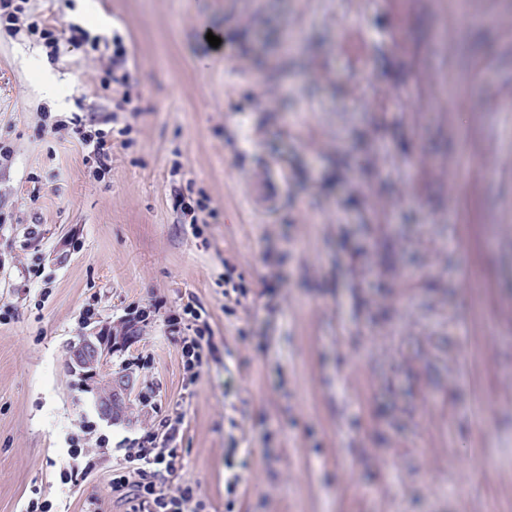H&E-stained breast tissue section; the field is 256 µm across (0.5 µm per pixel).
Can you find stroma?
<instances>
[{"instance_id":"obj_1","label":"stroma","mask_w":512,"mask_h":512,"mask_svg":"<svg viewBox=\"0 0 512 512\" xmlns=\"http://www.w3.org/2000/svg\"><path fill=\"white\" fill-rule=\"evenodd\" d=\"M92 2L125 57L0 27V512H130L112 472L168 415L205 512H512V0ZM75 113L105 176L45 128ZM101 329L112 421L68 364ZM86 421L108 447L62 484ZM51 126V130L55 133L70 129L94 157L97 169L105 172L109 168L112 160V129H95L92 128L93 125L87 127L77 115L69 121L56 120ZM108 390L98 402V410L102 417L112 419L118 408L129 400L132 388V380L128 376L113 377L107 374Z\"/></svg>"}]
</instances>
